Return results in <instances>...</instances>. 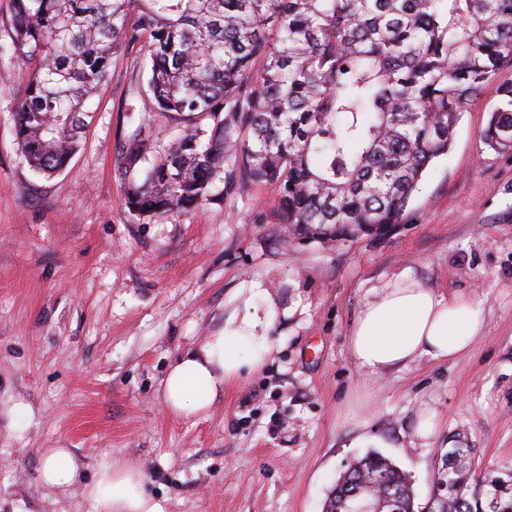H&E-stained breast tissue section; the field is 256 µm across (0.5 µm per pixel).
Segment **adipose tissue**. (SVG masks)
<instances>
[{
  "label": "adipose tissue",
  "instance_id": "adipose-tissue-1",
  "mask_svg": "<svg viewBox=\"0 0 512 512\" xmlns=\"http://www.w3.org/2000/svg\"><path fill=\"white\" fill-rule=\"evenodd\" d=\"M237 305L224 325L200 347L179 355L164 381V400L178 414L211 411L226 386L258 372L272 355L278 312L265 289L241 288ZM485 331L481 301L449 297L415 280H401L381 290L359 312L348 336L349 350L366 373L380 375L417 359L451 361L470 349ZM80 463L70 449L45 455L42 483L64 492L77 481ZM87 496L92 512H163L146 490L136 466L115 461L104 466Z\"/></svg>",
  "mask_w": 512,
  "mask_h": 512
}]
</instances>
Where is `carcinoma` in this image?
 Wrapping results in <instances>:
<instances>
[{
	"label": "carcinoma",
	"instance_id": "cac0c4a2",
	"mask_svg": "<svg viewBox=\"0 0 512 512\" xmlns=\"http://www.w3.org/2000/svg\"><path fill=\"white\" fill-rule=\"evenodd\" d=\"M9 38L0 52L24 75L15 140L35 173L67 167L114 58L137 46L145 94L184 125L162 146L140 126L128 135L130 213L161 220L249 181L277 191L297 238L344 243L404 222L465 104L512 68V0H12ZM483 139L512 148L511 81ZM447 455L463 492L443 512H512L500 473L478 481L472 449ZM375 474L373 505L396 496L414 512L407 475L377 452L337 479L326 512Z\"/></svg>",
	"mask_w": 512,
	"mask_h": 512
}]
</instances>
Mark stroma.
Here are the masks:
<instances>
[{
  "mask_svg": "<svg viewBox=\"0 0 512 512\" xmlns=\"http://www.w3.org/2000/svg\"><path fill=\"white\" fill-rule=\"evenodd\" d=\"M113 70L82 149L46 179L18 150L22 74L0 55V512H91L84 486L117 460L143 471L164 512H323L339 475L370 451L409 474L419 507L440 512L452 439L473 449L478 472L512 468V148L482 138L512 69L465 105L404 223L340 245L290 235L264 184L160 222L131 215L117 162L125 136L142 125L160 139L180 120L143 93L142 51ZM403 277L481 300L485 332L452 361L367 375L351 326ZM251 286L278 309L270 360L208 416L169 411L172 363ZM20 404L30 414L19 427ZM425 416L435 431L424 437ZM49 448L83 463L70 496L39 479Z\"/></svg>",
  "mask_w": 512,
  "mask_h": 512,
  "instance_id": "35a3bbf8",
  "label": "stroma"
}]
</instances>
